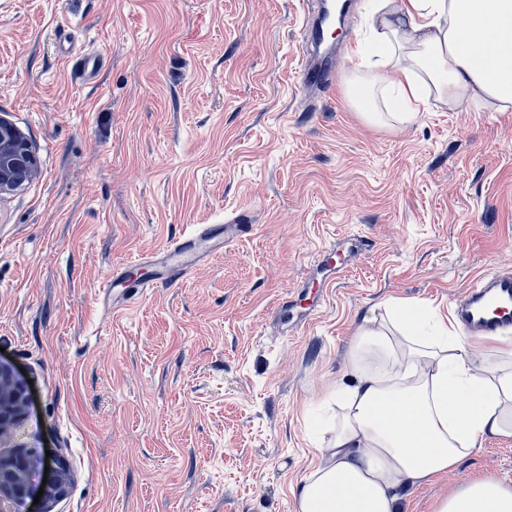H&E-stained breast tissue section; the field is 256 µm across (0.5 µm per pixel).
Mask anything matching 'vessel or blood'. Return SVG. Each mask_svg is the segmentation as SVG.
I'll return each mask as SVG.
<instances>
[{
  "mask_svg": "<svg viewBox=\"0 0 512 512\" xmlns=\"http://www.w3.org/2000/svg\"><path fill=\"white\" fill-rule=\"evenodd\" d=\"M325 7L324 0H302L294 82L306 95L327 91L335 79L336 47L324 19ZM251 230L239 217L222 224L197 225L157 250L113 266L100 290L113 309H122L141 299L147 289L182 280L201 262L222 254L225 243ZM454 312L469 335L502 336L512 331V274L480 278L456 302Z\"/></svg>",
  "mask_w": 512,
  "mask_h": 512,
  "instance_id": "vessel-or-blood-1",
  "label": "vessel or blood"
}]
</instances>
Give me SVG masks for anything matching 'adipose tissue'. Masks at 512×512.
Wrapping results in <instances>:
<instances>
[{
	"instance_id": "obj_1",
	"label": "adipose tissue",
	"mask_w": 512,
	"mask_h": 512,
	"mask_svg": "<svg viewBox=\"0 0 512 512\" xmlns=\"http://www.w3.org/2000/svg\"><path fill=\"white\" fill-rule=\"evenodd\" d=\"M347 80L365 94L363 120L412 122L437 101L466 112H512V0H376ZM359 326L349 383L296 512H404L403 492L448 473L487 436H512V340L464 336L435 309L393 300ZM435 512H512V485L476 478Z\"/></svg>"
}]
</instances>
